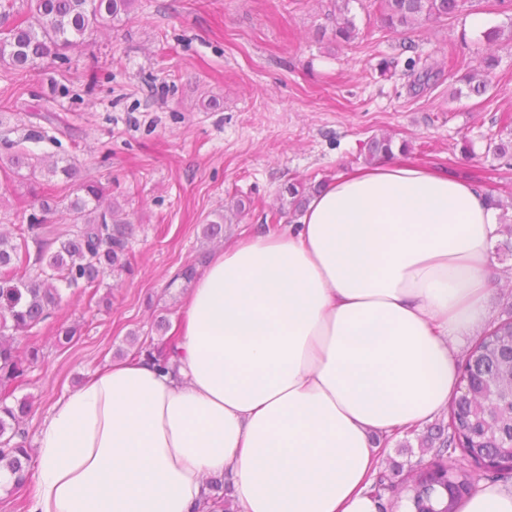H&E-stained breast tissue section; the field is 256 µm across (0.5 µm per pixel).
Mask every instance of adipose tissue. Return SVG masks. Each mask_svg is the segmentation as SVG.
<instances>
[{"instance_id":"obj_1","label":"adipose tissue","mask_w":512,"mask_h":512,"mask_svg":"<svg viewBox=\"0 0 512 512\" xmlns=\"http://www.w3.org/2000/svg\"><path fill=\"white\" fill-rule=\"evenodd\" d=\"M501 215L402 156L341 170L297 224L211 257L167 366L133 354L53 403L28 512H208L219 474L240 512H381L378 440L455 395ZM458 512H512V491L479 483Z\"/></svg>"}]
</instances>
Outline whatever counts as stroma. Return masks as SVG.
<instances>
[{
	"mask_svg": "<svg viewBox=\"0 0 512 512\" xmlns=\"http://www.w3.org/2000/svg\"><path fill=\"white\" fill-rule=\"evenodd\" d=\"M348 9L359 35L337 44L322 35L332 0H138L72 50L68 70L48 63L15 81L0 66V138L111 182L133 226L126 271L92 296L65 290L18 339L40 348L14 393L32 404L30 444L56 399L158 346L156 322L177 320L190 289L181 270L220 248L201 234L215 213L227 240L296 223L288 184L363 166L360 147L374 136L512 207V166L487 152L489 140L512 141V0H466L457 15L399 31L382 27L379 0ZM475 15L500 28L498 43L471 31ZM489 53L499 59L489 90L468 94L462 76ZM426 69L428 85L416 86ZM63 326L77 329L71 343L58 339Z\"/></svg>",
	"mask_w": 512,
	"mask_h": 512,
	"instance_id": "stroma-1",
	"label": "stroma"
}]
</instances>
